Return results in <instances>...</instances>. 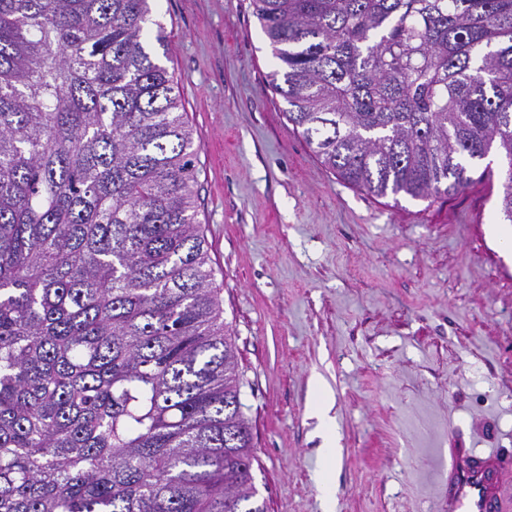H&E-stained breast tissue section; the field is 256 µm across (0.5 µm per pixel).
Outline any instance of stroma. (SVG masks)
I'll use <instances>...</instances> for the list:
<instances>
[{"mask_svg": "<svg viewBox=\"0 0 512 512\" xmlns=\"http://www.w3.org/2000/svg\"><path fill=\"white\" fill-rule=\"evenodd\" d=\"M194 130L198 219L268 512H443L446 447L512 460V248L500 173L459 194L380 198L288 122L250 0H152ZM341 448L325 467L316 382Z\"/></svg>", "mask_w": 512, "mask_h": 512, "instance_id": "35a3bbf8", "label": "stroma"}]
</instances>
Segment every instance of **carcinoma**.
<instances>
[{"instance_id": "carcinoma-1", "label": "carcinoma", "mask_w": 512, "mask_h": 512, "mask_svg": "<svg viewBox=\"0 0 512 512\" xmlns=\"http://www.w3.org/2000/svg\"><path fill=\"white\" fill-rule=\"evenodd\" d=\"M288 122L377 197L507 161L512 0H252ZM149 0H0V512H265Z\"/></svg>"}]
</instances>
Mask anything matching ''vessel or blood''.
<instances>
[{"instance_id": "obj_1", "label": "vessel or blood", "mask_w": 512, "mask_h": 512, "mask_svg": "<svg viewBox=\"0 0 512 512\" xmlns=\"http://www.w3.org/2000/svg\"><path fill=\"white\" fill-rule=\"evenodd\" d=\"M441 476L448 512H503L512 470L494 449L452 448Z\"/></svg>"}]
</instances>
